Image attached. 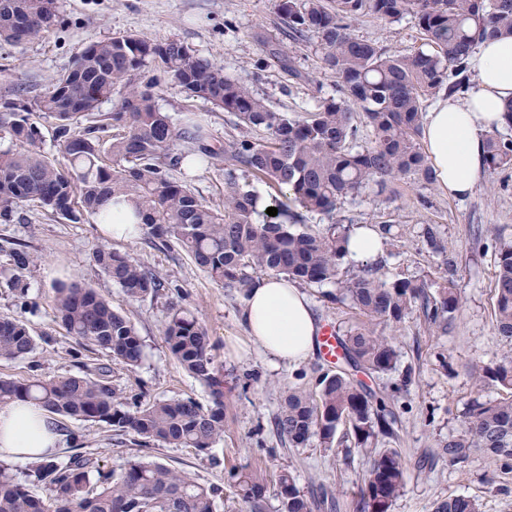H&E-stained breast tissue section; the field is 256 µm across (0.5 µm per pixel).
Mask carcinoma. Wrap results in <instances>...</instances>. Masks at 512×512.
I'll return each instance as SVG.
<instances>
[{
    "label": "carcinoma",
    "mask_w": 512,
    "mask_h": 512,
    "mask_svg": "<svg viewBox=\"0 0 512 512\" xmlns=\"http://www.w3.org/2000/svg\"><path fill=\"white\" fill-rule=\"evenodd\" d=\"M58 0H0V40L21 45L55 25ZM278 13L288 37L316 38L323 68L336 79V94L318 96L312 111L287 115L273 111L250 85L224 73L220 64L201 58L178 40L164 45L130 34H116L88 46L65 73L48 79L50 91L0 113V223L13 221L15 208L28 202L52 218L80 224L94 217L112 223L101 211L110 200L134 204L135 223L154 244L177 242L213 282L242 298L260 275H275L305 286L330 285L333 300L358 315L339 340L341 362L323 373L316 387L288 389L275 418L276 432L293 448L315 435L331 447L339 427L360 447L394 435L395 419L386 409L391 394L412 380L370 389L356 373L385 375L397 369L400 352L394 338L378 326L400 323L419 310L430 328L441 329L460 307L454 280L421 278L386 281L379 268L363 264L348 275L343 269L351 225L336 212L373 183L378 193L394 181L414 176L436 183L421 145L425 103L442 90L465 88L478 41L512 36V0H279ZM412 16L428 50L402 55L353 36L354 23L374 17L389 24ZM167 74L192 97L234 113L239 136L226 145L212 142L206 129L185 116L180 122L160 110L154 78L144 79L147 63ZM119 95L108 113L102 103ZM55 121L60 156L44 151L31 116ZM370 128L360 139L358 119ZM266 133L256 140L255 132ZM226 158L224 201L214 205L167 170ZM485 165L512 169V135L489 134ZM278 189V223L260 224L248 176ZM328 217L321 231L298 227L304 214ZM495 242V324L509 347L499 363L484 366L477 389L495 382L512 391V237L490 230ZM431 252L448 256L447 242L435 224L423 229ZM0 264V288L24 297L25 274L38 257L18 245ZM94 263L126 295L137 300L156 295L171 282L153 273L131 253L98 247ZM435 291H430V288ZM53 309L68 333L126 369L144 360L135 323L115 310L108 298L77 282L53 289ZM163 336L181 368L206 386L212 404L192 398L149 399L125 408L107 371L35 377L26 382L0 376V406L35 402L52 413L81 421L105 422L130 437L137 447L174 446L205 451L224 435V379L212 355L211 338L194 313L168 307ZM36 341L22 320L0 316V361L33 352ZM480 452L494 484L512 473V395L495 402L475 397L467 404L461 432L443 446L448 463ZM407 464L395 448H376L359 488L360 512H389L406 484ZM27 477L43 485L49 497H36L6 467H0V512H217L222 490L196 483L186 472L136 456L119 472H104L90 455L76 452L31 463ZM247 512H267V481L253 470L232 473ZM278 512H313L335 502L303 494L287 470L277 475ZM433 512H479L465 496L436 500Z\"/></svg>",
    "instance_id": "obj_1"
}]
</instances>
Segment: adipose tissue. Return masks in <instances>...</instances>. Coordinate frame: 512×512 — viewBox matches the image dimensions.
Returning a JSON list of instances; mask_svg holds the SVG:
<instances>
[{"label":"adipose tissue","mask_w":512,"mask_h":512,"mask_svg":"<svg viewBox=\"0 0 512 512\" xmlns=\"http://www.w3.org/2000/svg\"><path fill=\"white\" fill-rule=\"evenodd\" d=\"M477 75L460 94L441 96L425 112L421 139L441 191L470 196L484 174V142L512 103V36L480 44ZM250 339L270 358L297 364L309 358L321 332L307 295L273 276L258 279L241 312ZM55 418L32 402L0 407V456L35 457L55 451Z\"/></svg>","instance_id":"adipose-tissue-1"}]
</instances>
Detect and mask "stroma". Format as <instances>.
<instances>
[{"label": "stroma", "mask_w": 512, "mask_h": 512, "mask_svg": "<svg viewBox=\"0 0 512 512\" xmlns=\"http://www.w3.org/2000/svg\"><path fill=\"white\" fill-rule=\"evenodd\" d=\"M352 32L401 54L423 46L409 17L393 24L367 18ZM119 33L158 44L183 42L196 55L221 64L229 76L246 81L278 112L309 111L316 94L330 95L335 89L333 77L321 67L315 40L286 39L276 0H59L57 21L49 32L20 46L0 42V112L10 103L43 95L49 76L70 69L89 44ZM280 50L291 57L292 67L279 62ZM156 91L161 111L175 118L196 113L213 140L221 143L234 135L232 114L188 96L169 76L160 75ZM177 177L206 201H222L223 164L184 168ZM395 189L397 197L389 203L366 189L345 204L342 213L357 224L392 219L399 241L383 252L380 270L389 281L410 276L435 281L442 276L438 259L421 239L423 225H438L453 253L461 305L448 330L434 334L419 312L408 313L394 331L401 352L397 371L365 380L376 390L399 381L403 371L412 373L411 383L391 403L396 435L381 441L382 447L401 449L408 464L405 488L390 512H432L435 500L450 495L477 499L481 512H512V474L502 485L486 483L489 463L483 455L451 465L440 448L449 435L460 432L468 400L493 402L512 394L496 384L476 390L472 374L473 365H494L503 352L494 331V249L488 238H476L475 232L499 225L512 233V169L485 171L474 192L462 199L410 178L397 182ZM13 243L26 245L39 261L26 276L25 298L0 288V315L25 322L36 348L24 359L0 362V375L23 381L102 367L122 388L128 406L143 399L189 397L210 405L208 389L180 367L164 341L167 308L174 301L194 312L207 328L215 364L224 377V436L206 451L171 446L145 450L116 435L106 423L63 417L58 456L79 447L96 457L103 471L117 472L131 458L147 455L187 472L200 484L221 487L217 512L243 510L231 470L258 469L272 476L285 469L301 492L327 490L338 499L339 512H358V488L369 458L355 447L351 435L341 429L332 447H323L315 436L304 447L292 448L273 428L283 392L315 386L330 369L322 352L295 366L272 365L241 322L243 299L211 281L178 245L158 247L145 235L115 241L95 218L63 223L27 203L18 206L12 223L0 224V247ZM100 246L130 252L147 268L168 276L172 289L129 300L94 264L92 252ZM60 281L95 289L131 317L145 346L141 366H115L66 331L52 305V289ZM306 293L322 327L340 334L354 323L350 309L330 302L326 287L311 286Z\"/></svg>", "instance_id": "1"}]
</instances>
